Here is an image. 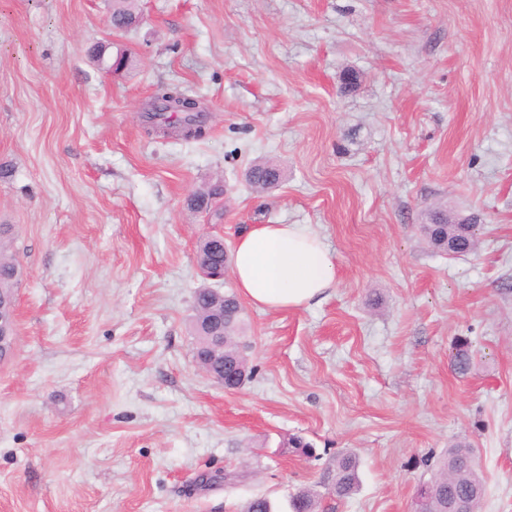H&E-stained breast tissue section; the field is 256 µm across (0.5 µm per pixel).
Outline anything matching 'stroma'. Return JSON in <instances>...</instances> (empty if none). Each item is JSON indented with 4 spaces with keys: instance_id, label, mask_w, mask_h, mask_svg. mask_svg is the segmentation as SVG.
Instances as JSON below:
<instances>
[{
    "instance_id": "35a3bbf8",
    "label": "stroma",
    "mask_w": 512,
    "mask_h": 512,
    "mask_svg": "<svg viewBox=\"0 0 512 512\" xmlns=\"http://www.w3.org/2000/svg\"><path fill=\"white\" fill-rule=\"evenodd\" d=\"M137 4L125 31L111 0H0V224L23 264L0 512H288L304 488L322 512H413L456 441L481 512H512V0ZM98 44L132 65L108 72ZM162 82L207 107L202 139L148 133ZM261 159L284 178L258 194ZM439 204L480 215L476 252L428 246ZM258 224L309 225L336 286L245 306L254 375L228 392L193 359L196 248ZM347 453L361 483L339 499ZM335 497L347 498L359 487V463L355 455L337 456L332 464Z\"/></svg>"
}]
</instances>
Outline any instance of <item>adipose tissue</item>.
Here are the masks:
<instances>
[{
    "label": "adipose tissue",
    "instance_id": "ef3b65f1",
    "mask_svg": "<svg viewBox=\"0 0 512 512\" xmlns=\"http://www.w3.org/2000/svg\"><path fill=\"white\" fill-rule=\"evenodd\" d=\"M231 271L239 294L269 311L304 308L335 284L333 253L305 224H260L239 234Z\"/></svg>",
    "mask_w": 512,
    "mask_h": 512
}]
</instances>
